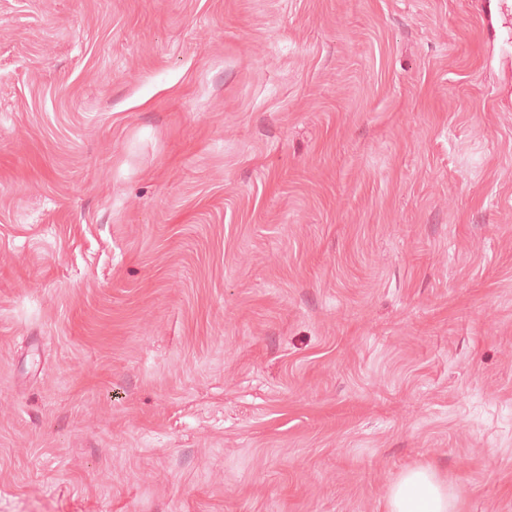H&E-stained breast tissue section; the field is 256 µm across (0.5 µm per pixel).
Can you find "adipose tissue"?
<instances>
[{"label":"adipose tissue","instance_id":"1","mask_svg":"<svg viewBox=\"0 0 512 512\" xmlns=\"http://www.w3.org/2000/svg\"><path fill=\"white\" fill-rule=\"evenodd\" d=\"M447 483L428 467L407 470L388 494L389 512H455Z\"/></svg>","mask_w":512,"mask_h":512}]
</instances>
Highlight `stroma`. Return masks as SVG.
Masks as SVG:
<instances>
[{"instance_id":"stroma-1","label":"stroma","mask_w":512,"mask_h":512,"mask_svg":"<svg viewBox=\"0 0 512 512\" xmlns=\"http://www.w3.org/2000/svg\"><path fill=\"white\" fill-rule=\"evenodd\" d=\"M0 0V512H512V12ZM452 491L429 467L407 470L392 485L388 494V512H455Z\"/></svg>"}]
</instances>
